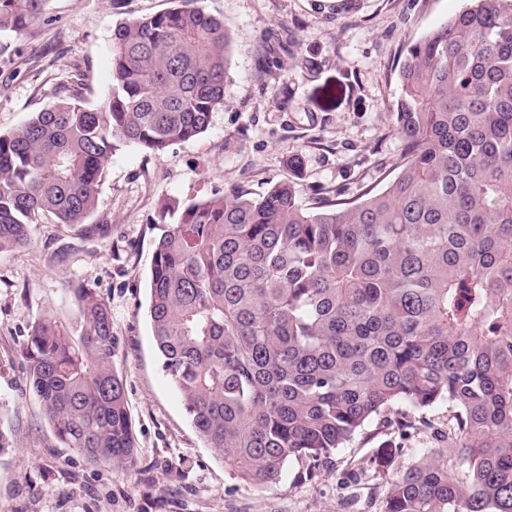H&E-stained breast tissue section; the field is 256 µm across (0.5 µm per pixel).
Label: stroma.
Masks as SVG:
<instances>
[{"mask_svg":"<svg viewBox=\"0 0 512 512\" xmlns=\"http://www.w3.org/2000/svg\"><path fill=\"white\" fill-rule=\"evenodd\" d=\"M179 0H47L42 16L0 32V133L19 130L68 89L100 106L112 85V31L179 7ZM230 36L224 104L207 130L160 152L116 151L89 216L106 233L42 219L29 245L0 254V512H384L391 469H404L447 430L450 413L424 410L431 428L367 425L321 474L289 463L279 482L238 481L199 438L162 369L148 316L156 242L187 203L239 189L297 182L309 207L381 190L399 170L403 142L392 109L410 42L454 18L464 0H198ZM299 159L290 168V159ZM108 305L112 367L124 383L137 449L134 472L89 464L58 441L33 396L23 346L38 318L68 324L72 288ZM396 450L391 469L374 464Z\"/></svg>","mask_w":512,"mask_h":512,"instance_id":"stroma-1","label":"stroma"}]
</instances>
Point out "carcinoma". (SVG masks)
Returning <instances> with one entry per match:
<instances>
[{"mask_svg":"<svg viewBox=\"0 0 512 512\" xmlns=\"http://www.w3.org/2000/svg\"><path fill=\"white\" fill-rule=\"evenodd\" d=\"M44 8L0 0V32ZM229 46L199 6L117 25L101 106L72 89L0 133V253L47 215L104 234L85 220L113 153L205 132ZM398 78L405 151L382 190L309 210L284 181L183 205L154 251L155 344L246 485L279 482L292 460L318 469L396 404L446 403L448 447L392 475L385 512H512V0H466L407 45ZM73 295L71 325L31 327L29 388L64 447L131 469L112 314L91 288Z\"/></svg>","mask_w":512,"mask_h":512,"instance_id":"cac0c4a2","label":"carcinoma"}]
</instances>
